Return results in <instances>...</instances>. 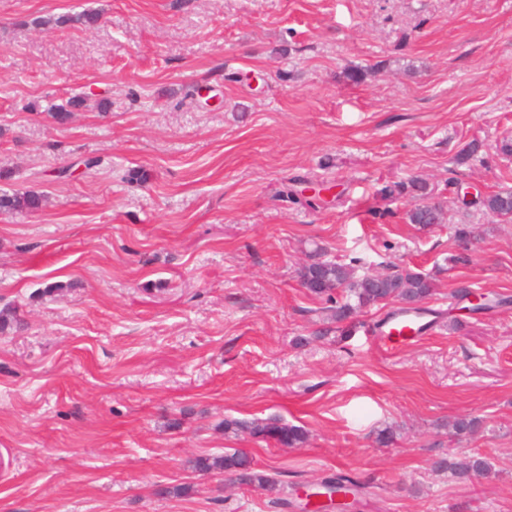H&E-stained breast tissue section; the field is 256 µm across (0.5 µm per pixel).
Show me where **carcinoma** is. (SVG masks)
<instances>
[{
	"instance_id": "obj_1",
	"label": "carcinoma",
	"mask_w": 512,
	"mask_h": 512,
	"mask_svg": "<svg viewBox=\"0 0 512 512\" xmlns=\"http://www.w3.org/2000/svg\"><path fill=\"white\" fill-rule=\"evenodd\" d=\"M100 21V14L86 10L58 16L37 17L22 22L24 26L51 29L73 26L91 28ZM85 97L75 95L65 103L56 105L50 112L51 118L58 124L69 121L72 112L84 106ZM45 195L34 189L24 191H0V212H36L44 206ZM482 208L496 217H512V190H504L485 196L480 201ZM442 207L435 203L422 202L407 212L411 224H438L442 220ZM302 287L311 294L326 299L331 306L325 308V318L341 322L353 313L366 307L372 293L381 297V303H397L399 310L413 312L411 304L427 300L434 293V284L426 275L410 268L392 266L382 270L378 288L368 287L369 281L355 274L346 264L331 260H317L302 266L299 270ZM480 426L476 417H461L449 424L451 433L456 437H465ZM225 431H245L253 437L273 441L286 447L303 444L307 432L295 425L283 423L277 419L269 421L254 420L224 421ZM194 469L199 471H224L235 475L243 485L259 487L269 493L280 491V481L274 474L254 467L252 458L243 452H235L220 457L198 458ZM442 468L461 480L492 477V466L479 453L461 454L442 462ZM358 482L350 476L339 474L325 481L327 493H354Z\"/></svg>"
}]
</instances>
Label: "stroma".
<instances>
[{"mask_svg": "<svg viewBox=\"0 0 512 512\" xmlns=\"http://www.w3.org/2000/svg\"><path fill=\"white\" fill-rule=\"evenodd\" d=\"M83 9L102 24L25 25ZM506 137L512 0H0V166L46 196L0 213L24 323L0 333V512H299L192 467L238 450L289 492L359 478L354 512H512V222L458 199L512 189ZM415 178L444 223L386 195ZM318 246L429 276V333L385 351L391 306L320 320L298 278ZM462 284L502 306L465 311ZM462 416L480 431L453 436ZM266 418L306 443L224 429ZM461 451L493 478L438 470ZM442 207L435 203L421 202L410 209L406 218L410 224H439L442 220Z\"/></svg>", "mask_w": 512, "mask_h": 512, "instance_id": "1", "label": "stroma"}]
</instances>
